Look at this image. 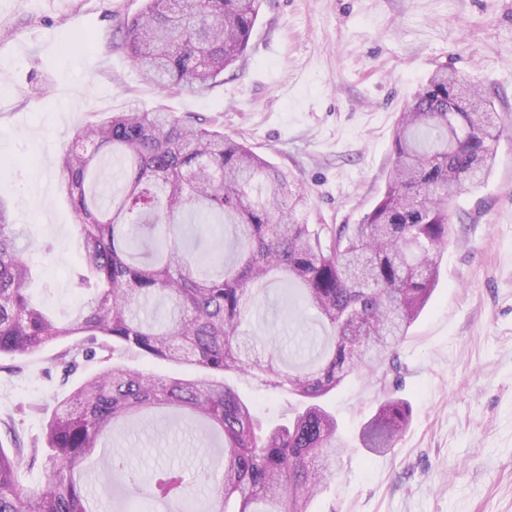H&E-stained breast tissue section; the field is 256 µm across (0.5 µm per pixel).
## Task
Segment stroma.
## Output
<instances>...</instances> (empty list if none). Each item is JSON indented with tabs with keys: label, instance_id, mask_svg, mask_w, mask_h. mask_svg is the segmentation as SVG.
Listing matches in <instances>:
<instances>
[{
	"label": "stroma",
	"instance_id": "obj_1",
	"mask_svg": "<svg viewBox=\"0 0 512 512\" xmlns=\"http://www.w3.org/2000/svg\"><path fill=\"white\" fill-rule=\"evenodd\" d=\"M145 0H0V199L24 229L31 291L59 323L84 300L75 285L74 215L58 158L77 127L106 112L164 106L219 117L305 185L312 224H359L385 190L397 118L445 66L475 80L512 119V0H263L248 48L203 92L158 93L117 43ZM85 51L63 56L65 45ZM477 190L460 195L431 300L398 349V392L411 422L394 450L364 448L381 396L354 377L324 400L345 445L339 476L311 512H512V127ZM252 322L287 355L323 329L286 284L272 282ZM56 347L0 357V417L42 435L56 399L96 372L67 373ZM257 415L289 417L291 396L239 378ZM107 454L130 466L221 469L202 431L158 412L113 434Z\"/></svg>",
	"mask_w": 512,
	"mask_h": 512
}]
</instances>
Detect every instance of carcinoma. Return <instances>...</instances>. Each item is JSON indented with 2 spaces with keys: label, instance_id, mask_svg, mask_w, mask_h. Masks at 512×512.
Instances as JSON below:
<instances>
[{
  "label": "carcinoma",
  "instance_id": "cac0c4a2",
  "mask_svg": "<svg viewBox=\"0 0 512 512\" xmlns=\"http://www.w3.org/2000/svg\"><path fill=\"white\" fill-rule=\"evenodd\" d=\"M260 0H147L127 22L120 47L164 94L203 90L245 53ZM504 122L472 81L436 70L401 112L385 191L360 224L330 229L304 215L307 192L292 174L215 118L162 107L109 112L77 128L62 153L59 184L70 202L89 298L62 325L28 295L32 269L7 204L0 200V356L23 357L64 343V370L106 362L57 401L42 438L25 442L0 418V512H95L83 477L108 433L155 409H174L224 439V476L205 512H310L336 474L338 424L320 399L362 372L380 375L382 399L362 431L365 447L393 449L409 425L395 396L396 348L430 300L447 245L450 210L495 165ZM120 167L121 189L104 198L102 158ZM232 226L233 259L213 268L196 256L203 233ZM276 275L296 286L325 330L302 365L259 352L242 330L258 288ZM170 306L167 321L140 315L150 300ZM134 352L203 371L158 378L115 357ZM285 392L291 420L265 428L230 377ZM42 463L45 482L21 484ZM129 499L190 512L192 485L174 466L147 471L112 456Z\"/></svg>",
  "mask_w": 512,
  "mask_h": 512
}]
</instances>
